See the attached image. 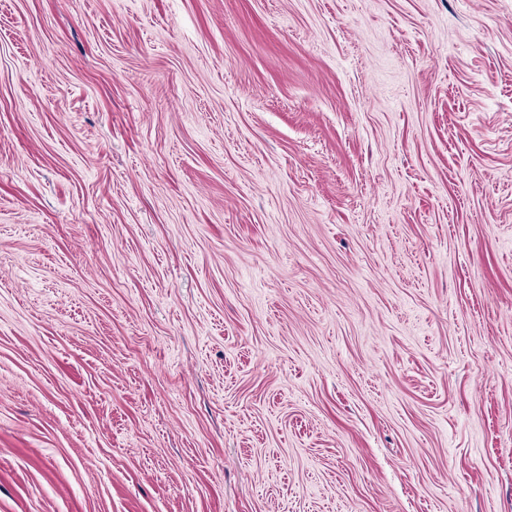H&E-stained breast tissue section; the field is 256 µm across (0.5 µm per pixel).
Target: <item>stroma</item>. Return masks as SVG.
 <instances>
[{"instance_id": "stroma-1", "label": "stroma", "mask_w": 512, "mask_h": 512, "mask_svg": "<svg viewBox=\"0 0 512 512\" xmlns=\"http://www.w3.org/2000/svg\"><path fill=\"white\" fill-rule=\"evenodd\" d=\"M0 512H512V0H0Z\"/></svg>"}]
</instances>
